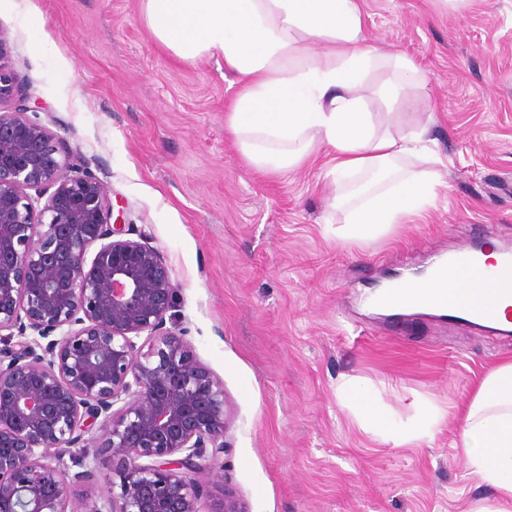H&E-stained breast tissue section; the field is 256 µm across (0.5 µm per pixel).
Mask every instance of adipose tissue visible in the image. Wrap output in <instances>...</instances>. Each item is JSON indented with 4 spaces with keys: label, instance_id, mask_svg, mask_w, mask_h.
Masks as SVG:
<instances>
[{
    "label": "adipose tissue",
    "instance_id": "1",
    "mask_svg": "<svg viewBox=\"0 0 512 512\" xmlns=\"http://www.w3.org/2000/svg\"><path fill=\"white\" fill-rule=\"evenodd\" d=\"M139 9L151 36L178 60L223 58L237 84L226 123L251 166L285 172L325 144L336 152L335 182L357 173L379 177V189L345 215L337 239H376L434 206L439 171L401 165L427 153L426 124L380 125L364 94L372 69L393 66L397 80L377 90L393 110L408 104L414 88L428 85V74L367 40L360 0H139ZM316 43L322 53L313 52ZM412 294L427 303L469 300L453 269L436 280L420 277ZM338 392L366 432L397 446L430 436L441 418L430 405L396 422L365 378L344 380ZM455 446L469 475L489 491L473 512H512V360L479 383Z\"/></svg>",
    "mask_w": 512,
    "mask_h": 512
}]
</instances>
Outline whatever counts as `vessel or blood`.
I'll return each mask as SVG.
<instances>
[{
  "instance_id": "1",
  "label": "vessel or blood",
  "mask_w": 512,
  "mask_h": 512,
  "mask_svg": "<svg viewBox=\"0 0 512 512\" xmlns=\"http://www.w3.org/2000/svg\"><path fill=\"white\" fill-rule=\"evenodd\" d=\"M449 267L464 274L472 296L471 305L449 308V321L471 323L512 317V252H504L500 264L489 268L480 264L473 247L462 244L435 263L439 274Z\"/></svg>"
}]
</instances>
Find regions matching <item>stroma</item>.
<instances>
[{
    "mask_svg": "<svg viewBox=\"0 0 512 512\" xmlns=\"http://www.w3.org/2000/svg\"><path fill=\"white\" fill-rule=\"evenodd\" d=\"M38 9L59 46L39 56L22 17ZM364 35L428 71L408 127L434 113L436 208L358 243L336 238L332 151L284 174L247 164L226 127L224 61H179L139 0H0V59L158 248L178 288L175 323L224 385V451L203 472L245 512H468L484 487L453 442L483 376L512 359V332L425 314L368 313L365 291L489 227L512 249V0H362ZM166 220H159L160 205ZM371 379L407 419L443 417L402 446L364 432L336 393Z\"/></svg>",
    "mask_w": 512,
    "mask_h": 512,
    "instance_id": "35a3bbf8",
    "label": "stroma"
}]
</instances>
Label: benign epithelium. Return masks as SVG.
<instances>
[{
    "mask_svg": "<svg viewBox=\"0 0 512 512\" xmlns=\"http://www.w3.org/2000/svg\"><path fill=\"white\" fill-rule=\"evenodd\" d=\"M34 111L0 67V512H76L91 462L112 467V496L89 512H199L224 386L166 327L163 254L127 237L107 186ZM210 512L244 509L222 493Z\"/></svg>",
    "mask_w": 512,
    "mask_h": 512,
    "instance_id": "1",
    "label": "benign epithelium"
}]
</instances>
